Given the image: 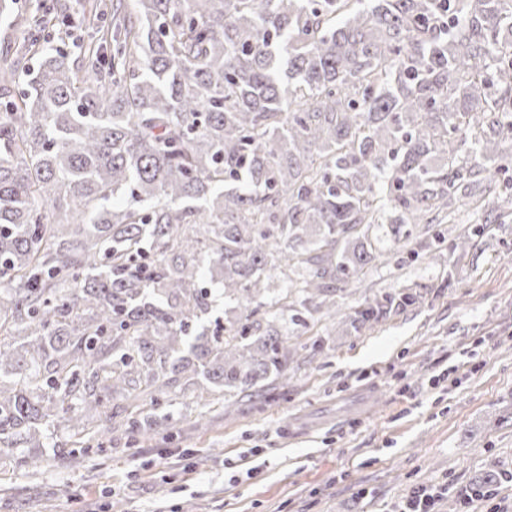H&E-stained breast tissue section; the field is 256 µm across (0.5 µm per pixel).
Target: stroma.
I'll list each match as a JSON object with an SVG mask.
<instances>
[{
    "label": "stroma",
    "instance_id": "35a3bbf8",
    "mask_svg": "<svg viewBox=\"0 0 512 512\" xmlns=\"http://www.w3.org/2000/svg\"><path fill=\"white\" fill-rule=\"evenodd\" d=\"M41 2L12 0L0 51ZM430 234L431 250L391 249L343 299L409 285L419 304L321 351L325 321L289 326L286 378L206 401L177 382L172 420L140 443L46 449L36 470L2 456L0 512H395L421 486L444 488L435 512H512V482L459 496L490 464L512 471V220L464 207Z\"/></svg>",
    "mask_w": 512,
    "mask_h": 512
}]
</instances>
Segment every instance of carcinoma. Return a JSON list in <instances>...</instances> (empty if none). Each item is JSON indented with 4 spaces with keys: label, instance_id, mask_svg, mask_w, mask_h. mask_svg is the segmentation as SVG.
I'll use <instances>...</instances> for the list:
<instances>
[{
    "label": "carcinoma",
    "instance_id": "cac0c4a2",
    "mask_svg": "<svg viewBox=\"0 0 512 512\" xmlns=\"http://www.w3.org/2000/svg\"><path fill=\"white\" fill-rule=\"evenodd\" d=\"M71 10L0 57V453L101 450L127 390L160 412L180 377L267 387L297 353L269 309L369 329L421 298L341 311L385 243L429 247L412 227L464 201L512 216L487 176L509 170L512 0H110L98 46L30 73ZM207 277L237 309L220 330Z\"/></svg>",
    "mask_w": 512,
    "mask_h": 512
}]
</instances>
